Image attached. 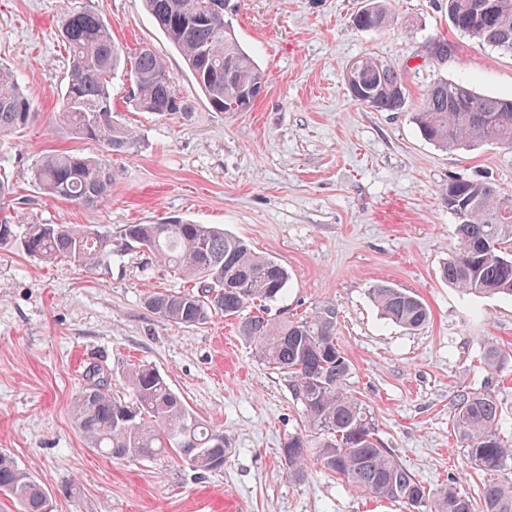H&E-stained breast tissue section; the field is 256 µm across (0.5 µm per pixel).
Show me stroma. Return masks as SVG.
<instances>
[{
	"label": "stroma",
	"instance_id": "1",
	"mask_svg": "<svg viewBox=\"0 0 512 512\" xmlns=\"http://www.w3.org/2000/svg\"><path fill=\"white\" fill-rule=\"evenodd\" d=\"M362 0H238L227 20L265 72L247 112H218L143 0H0V66L13 69L37 119L0 140L13 186L0 213L38 224H80L112 234L128 224L190 220L249 242L289 273L269 303L278 319L335 304L336 341L351 363L348 390L364 400L377 437L433 493L448 481L477 496L483 474L465 466L449 420L457 390L488 391L512 438V300L460 292L439 270L457 248L443 201L450 179L483 176L512 193V149L484 143L447 150L415 122L437 81L512 96V56L455 31L447 0H386L391 23L354 28ZM93 9L126 54L150 45L189 111H137L124 71L112 79L119 119L139 136L109 163L111 195L93 207L45 195L33 170L52 152L100 154L57 114L68 68L65 12ZM448 54H435V41ZM373 54L407 88L399 112L352 100L346 71ZM389 284L426 303L431 320L410 331L383 319L370 292ZM190 284L137 247L96 271L44 264L17 244L0 247V453L53 493L54 512H409L373 499L310 461L292 478L280 450L305 421L286 374L260 358L236 320L183 326L146 305L157 291ZM504 357L485 364L490 347ZM154 367L195 416L224 431V467L196 471L174 450L115 460L88 448L71 401L100 367L128 397V370Z\"/></svg>",
	"mask_w": 512,
	"mask_h": 512
}]
</instances>
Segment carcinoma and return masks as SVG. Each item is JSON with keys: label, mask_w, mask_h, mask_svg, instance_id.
<instances>
[{"label": "carcinoma", "mask_w": 512, "mask_h": 512, "mask_svg": "<svg viewBox=\"0 0 512 512\" xmlns=\"http://www.w3.org/2000/svg\"><path fill=\"white\" fill-rule=\"evenodd\" d=\"M209 0H144L156 26L181 53L210 104L231 112L241 88L266 82L265 73L222 18L211 21ZM451 26L512 55V0H447ZM389 22L381 0H365L355 28L378 30ZM69 57L60 120L79 138L98 143L109 155L132 153L133 130L116 118L111 81L130 66L135 85L132 102L142 112L165 116L186 112L189 103L155 50L142 46L131 58L112 39L104 19L93 10L69 11L62 21ZM352 98L378 112H396L406 104L400 73L371 54L355 60L346 74ZM37 115L22 92L17 74L0 67V138L28 125ZM416 122L422 137L444 149L478 142L512 147V98L484 95L459 82L438 81L428 91ZM44 193L92 206L112 195L115 178L106 159L75 153L45 157L33 172ZM443 199L458 211V248L444 263L441 277L473 295L512 299V194L482 177L448 181ZM125 244L148 250L159 262L193 282L197 291L156 292L147 307L160 319L192 326L216 312L238 319V331L256 343L260 358L288 374L309 432L319 436L322 467L358 493L399 501L423 512H473L469 496L450 483L437 494L427 491L375 438V422L360 398L347 392L350 362L336 343L338 311L327 303L309 314L278 322L263 310L241 313L272 302L286 289L288 270L258 256L242 239L208 224L174 222L129 224L120 234ZM17 241L29 255L46 263L69 262L89 271L107 265L115 252L112 235L79 225L28 223L0 217V245ZM371 296L385 319L418 330L430 311L415 293L378 284ZM71 404L75 424L93 450L112 459L150 457L176 449L195 469L216 470L227 455L224 433L193 416L182 399L153 367L129 370L130 402L112 393L108 378L92 367ZM501 411L490 392L459 390L453 399L452 428L471 467L499 472L512 462V441L499 430ZM308 435L295 434L281 453L297 478L305 474ZM0 495L18 512H45L43 485L0 453ZM483 512H512V482L489 478L479 490Z\"/></svg>", "instance_id": "cac0c4a2"}]
</instances>
